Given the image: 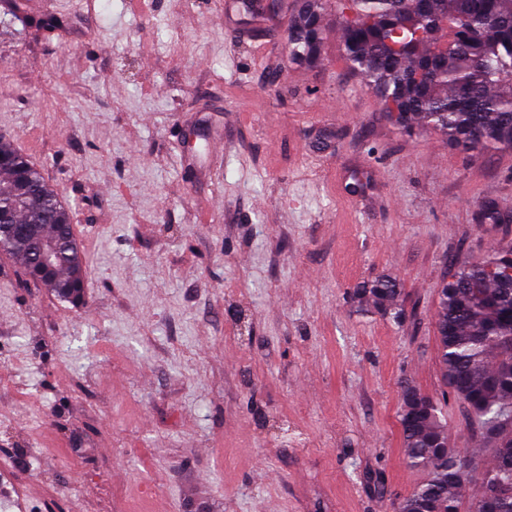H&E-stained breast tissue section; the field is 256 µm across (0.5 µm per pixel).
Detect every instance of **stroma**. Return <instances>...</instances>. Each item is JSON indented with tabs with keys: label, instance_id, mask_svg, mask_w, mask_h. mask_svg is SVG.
<instances>
[{
	"label": "stroma",
	"instance_id": "stroma-1",
	"mask_svg": "<svg viewBox=\"0 0 512 512\" xmlns=\"http://www.w3.org/2000/svg\"><path fill=\"white\" fill-rule=\"evenodd\" d=\"M12 2L0 132L72 207L87 259L75 307L19 287L0 253L12 512H392L426 478L403 461L404 380L445 396L455 448L489 458L442 378L436 289L512 240V150L397 131L332 8L304 69L289 9L27 0L67 16L48 41ZM379 273L402 322L356 307Z\"/></svg>",
	"mask_w": 512,
	"mask_h": 512
}]
</instances>
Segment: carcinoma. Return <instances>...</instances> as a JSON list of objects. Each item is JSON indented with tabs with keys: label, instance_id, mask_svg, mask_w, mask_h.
<instances>
[{
	"label": "carcinoma",
	"instance_id": "carcinoma-1",
	"mask_svg": "<svg viewBox=\"0 0 512 512\" xmlns=\"http://www.w3.org/2000/svg\"><path fill=\"white\" fill-rule=\"evenodd\" d=\"M288 42L291 61L313 68L320 59L327 0H297ZM343 56L404 134L439 130L448 144L483 153L512 149V0H337ZM29 24L52 32L63 24L47 14ZM439 43L444 50L432 54ZM5 224L55 227L58 248L50 264H23L25 288H46L80 305L85 255L72 230L71 211L57 192L0 133V251L26 259L34 241H14ZM401 289L379 275L356 291L361 308L399 322ZM437 350L445 384L471 414L492 463L451 446L441 403L402 385L399 422L406 465L427 479L398 500L394 512H464L460 489L477 482L469 512H512V242L448 273L437 289Z\"/></svg>",
	"mask_w": 512,
	"mask_h": 512
}]
</instances>
